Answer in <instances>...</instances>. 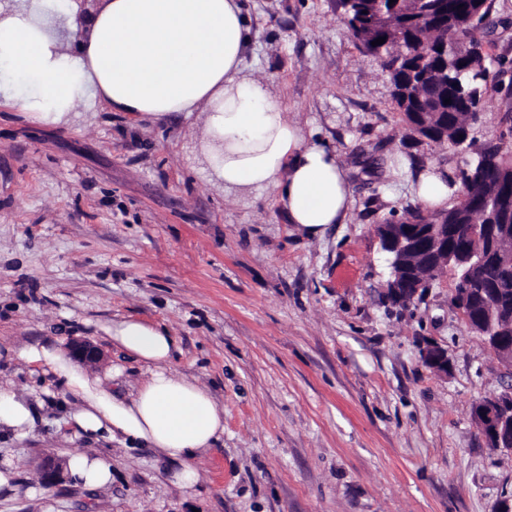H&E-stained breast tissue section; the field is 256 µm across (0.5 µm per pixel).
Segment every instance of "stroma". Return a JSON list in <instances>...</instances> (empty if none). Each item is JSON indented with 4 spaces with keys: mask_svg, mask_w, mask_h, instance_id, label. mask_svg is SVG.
<instances>
[{
    "mask_svg": "<svg viewBox=\"0 0 512 512\" xmlns=\"http://www.w3.org/2000/svg\"><path fill=\"white\" fill-rule=\"evenodd\" d=\"M241 6L247 74L336 151L350 209L312 238L274 193L226 196L197 158L200 113L148 121L97 101L53 125L1 98L0 386L31 401L34 423L0 436V465L15 466L0 512H492L512 493V452L489 448L473 407L502 391L503 368L452 305V272L416 307L387 311L375 234L420 208L422 169L455 173L471 156L407 139L380 60L352 42L334 0ZM491 18L489 70L510 83L512 0H492ZM506 110L489 84L474 137L498 140ZM123 319L174 336L171 368L224 408L192 490L152 449L75 434L66 387L5 355L86 339L104 353L97 372L130 393L148 369L113 346L106 329ZM429 342L447 349V374L425 365ZM76 451L111 457L109 487L43 482L42 456Z\"/></svg>",
    "mask_w": 512,
    "mask_h": 512,
    "instance_id": "35a3bbf8",
    "label": "stroma"
}]
</instances>
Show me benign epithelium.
<instances>
[{
	"label": "benign epithelium",
	"mask_w": 512,
	"mask_h": 512,
	"mask_svg": "<svg viewBox=\"0 0 512 512\" xmlns=\"http://www.w3.org/2000/svg\"><path fill=\"white\" fill-rule=\"evenodd\" d=\"M508 224H477L465 232L468 243L459 249L448 250V235L459 233L454 224L435 223L426 229L416 227L396 228L388 230L381 227L376 230L382 251L389 256L390 277L385 285V295L388 301L401 305L409 302V297L417 295L425 283L412 284L409 275L402 274V263L413 255H420L430 250L437 255L447 256L448 268L462 271L464 288L455 293L456 307L465 311L469 300L472 273L487 262H496L503 267H512V252H504L499 247L502 237L508 235ZM481 294L487 301L488 315L501 311L503 301L498 298V292L493 285H482ZM509 327L489 328L484 332L483 339L489 348L497 355L500 364L508 374H512V347L508 346L505 335ZM71 356L86 365L100 362V348L88 340L73 341L69 345ZM426 365L433 371L446 374L449 370L448 351L436 343H430L423 351ZM473 420L477 429L484 436L489 447L512 451V388L501 394L498 401L490 404L480 401L473 407ZM66 464L61 459L48 458L41 465V476L45 483L52 484L63 476Z\"/></svg>",
	"instance_id": "obj_1"
}]
</instances>
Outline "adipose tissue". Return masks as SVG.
Returning a JSON list of instances; mask_svg holds the SVG:
<instances>
[{
  "label": "adipose tissue",
  "mask_w": 512,
  "mask_h": 512,
  "mask_svg": "<svg viewBox=\"0 0 512 512\" xmlns=\"http://www.w3.org/2000/svg\"><path fill=\"white\" fill-rule=\"evenodd\" d=\"M58 10L66 34L42 16ZM77 43L67 52L63 40ZM251 29L240 0H101L85 16L80 0H0V62L33 83L23 106L38 119L68 124L77 104L97 99L143 119L205 115L200 157L212 181L238 195L274 192L290 223L311 237L341 223L351 204L347 172L335 151L308 142L267 84L244 76ZM460 186L433 165L416 194L429 208L447 207ZM115 346L149 374L129 396L76 366L58 347L30 346L15 357L48 367L75 399L76 430L121 438L177 461V485L193 488L196 460L224 434V409L195 380L169 369L174 340L137 320L113 323ZM31 407L0 388V432L26 436ZM70 476L94 490L112 480V460L76 452Z\"/></svg>",
  "instance_id": "obj_1"
}]
</instances>
